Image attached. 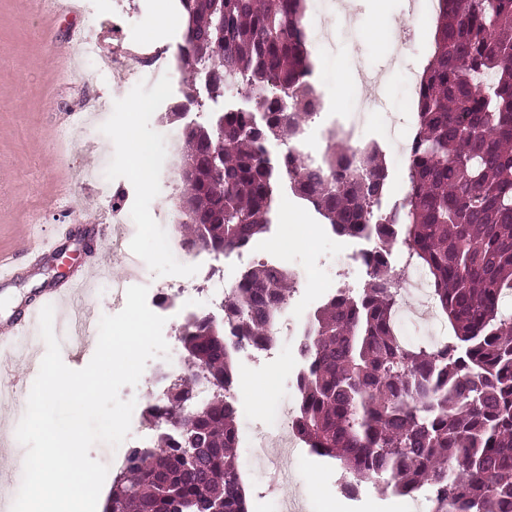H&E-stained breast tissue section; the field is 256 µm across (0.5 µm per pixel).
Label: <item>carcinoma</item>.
Instances as JSON below:
<instances>
[{"mask_svg": "<svg viewBox=\"0 0 512 512\" xmlns=\"http://www.w3.org/2000/svg\"><path fill=\"white\" fill-rule=\"evenodd\" d=\"M185 19L183 99L166 118L183 126L192 208L191 248L217 257L248 246L273 223L287 186L345 237L377 238L368 281L314 315L304 350L297 431L341 478L429 493L436 512H512V0H439L433 51L418 89L408 154L409 193L386 214L387 169L374 145L333 176L286 151L313 118L317 92L303 31L305 0H177ZM240 98L222 112L211 102ZM403 237L451 333L409 345L391 326L402 271L387 245ZM292 283L265 263L246 270L224 318L189 319L186 375L146 402L162 421L112 479L105 512H249L237 462L235 409L226 395L233 354L225 337L270 344L271 319ZM458 469L448 474V463Z\"/></svg>", "mask_w": 512, "mask_h": 512, "instance_id": "1", "label": "carcinoma"}]
</instances>
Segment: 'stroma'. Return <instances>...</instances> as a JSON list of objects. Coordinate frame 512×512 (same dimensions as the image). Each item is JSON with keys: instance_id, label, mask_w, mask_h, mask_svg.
I'll list each match as a JSON object with an SVG mask.
<instances>
[{"instance_id": "35a3bbf8", "label": "stroma", "mask_w": 512, "mask_h": 512, "mask_svg": "<svg viewBox=\"0 0 512 512\" xmlns=\"http://www.w3.org/2000/svg\"><path fill=\"white\" fill-rule=\"evenodd\" d=\"M423 27L410 28L406 0H350L357 28L349 44L323 50L310 44L315 65L314 84L326 111L340 118L352 116L359 95L356 62L379 70L390 57L387 33L399 30L409 45L408 64L421 68L433 41L435 21L432 0H420ZM171 20L158 22L160 12ZM98 17L104 26L100 41L123 46L148 44L177 54L183 22L176 0H83L78 15H53L42 0H0V254L17 255L19 271L10 281L0 282V323L20 318L27 307L56 283L71 276L84 258L98 248L97 227L112 223L113 210L131 218L130 232L121 249L104 248L114 276L127 274L126 254L137 255L144 267L149 296L167 288L185 287V300H193V287L206 271L159 248L161 227L157 215L165 205L161 191L164 172L153 163L149 181H142L128 161L129 143L124 134L134 130L148 147H155L164 129L157 119L180 97L182 85L173 79L150 90H141L134 80L142 67L137 56L118 58L116 70L87 66L80 78H70L67 63L72 55L69 41L74 28L84 26L87 16ZM387 110L365 117V142L379 145L387 168V189L380 210L388 212L401 204L407 186V167L396 146L386 144L391 126H399L405 138H413L412 112L418 97L404 79L395 77L384 85ZM67 139H59L61 128ZM99 170L89 180L85 171ZM305 224L306 246L287 251L279 247L280 225ZM72 227L70 239L59 254L28 258V241L53 233L56 225ZM372 237L347 238L329 234L315 211L291 193L278 200L276 225L253 240L247 254L224 256L220 271L235 279L253 266L254 255H277L283 265L302 269L308 289L296 297L298 312L312 308L314 300H327L333 287L325 275L332 262L346 264L351 253L375 247ZM300 365L293 354L280 350L255 357L242 355L234 369L243 383L231 401L239 431L273 426L275 407L287 399ZM9 435H0V495L15 498L22 481L18 459L26 449L16 439L17 428L9 409L0 406V425ZM293 480L280 492H272L260 473L245 484L250 512H277L280 496L300 497L304 512H410V497L392 489H367L361 498L349 500L339 494L338 463L304 451L289 460Z\"/></svg>"}]
</instances>
